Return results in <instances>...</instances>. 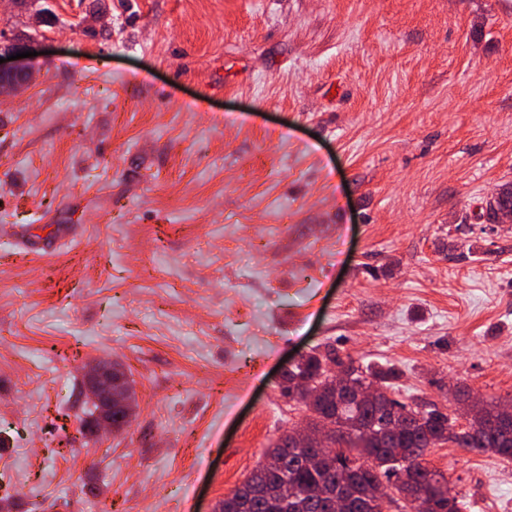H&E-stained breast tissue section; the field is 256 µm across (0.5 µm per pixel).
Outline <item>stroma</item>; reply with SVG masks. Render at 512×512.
Here are the masks:
<instances>
[{
	"instance_id": "35a3bbf8",
	"label": "stroma",
	"mask_w": 512,
	"mask_h": 512,
	"mask_svg": "<svg viewBox=\"0 0 512 512\" xmlns=\"http://www.w3.org/2000/svg\"><path fill=\"white\" fill-rule=\"evenodd\" d=\"M47 0L0 97V496L12 512H218L333 346L395 394L512 403V0ZM68 246L36 257L25 242ZM134 413L83 433L86 369ZM428 466L512 512V462ZM512 211V186L505 185L499 192L486 201L485 215L487 224H500L499 217L504 211Z\"/></svg>"
}]
</instances>
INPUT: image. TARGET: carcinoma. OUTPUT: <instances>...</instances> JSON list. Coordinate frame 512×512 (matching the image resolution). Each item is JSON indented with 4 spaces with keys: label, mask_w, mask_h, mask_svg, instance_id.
<instances>
[{
    "label": "carcinoma",
    "mask_w": 512,
    "mask_h": 512,
    "mask_svg": "<svg viewBox=\"0 0 512 512\" xmlns=\"http://www.w3.org/2000/svg\"><path fill=\"white\" fill-rule=\"evenodd\" d=\"M512 211V186L505 185L486 201L489 224ZM342 367L352 387L377 384L385 400L369 405L326 388L331 367ZM400 373L392 365L372 368L352 357L341 358L335 348L310 353L289 368L280 387L282 397L305 409L310 430L331 427L337 447L321 465L309 463L310 450L295 451L279 437L265 451L273 460L254 468L242 484L221 502L220 512H330V501L341 493L351 498L350 512H381L365 494L372 482L388 484L401 498L412 497L414 512H467V495L447 487V496L428 493L446 479L425 465L428 449L451 442L470 452L490 453L512 460V418L500 417V403L481 399L471 406L464 427L431 402L413 406L390 396Z\"/></svg>",
    "instance_id": "carcinoma-1"
}]
</instances>
